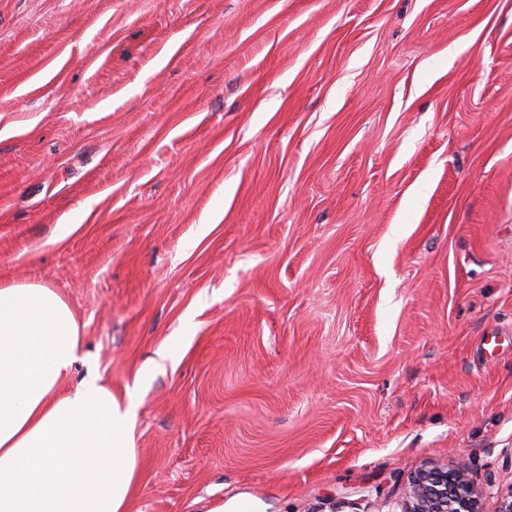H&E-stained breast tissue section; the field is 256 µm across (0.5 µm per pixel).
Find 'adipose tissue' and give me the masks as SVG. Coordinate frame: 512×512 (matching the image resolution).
I'll list each match as a JSON object with an SVG mask.
<instances>
[{
    "label": "adipose tissue",
    "mask_w": 512,
    "mask_h": 512,
    "mask_svg": "<svg viewBox=\"0 0 512 512\" xmlns=\"http://www.w3.org/2000/svg\"><path fill=\"white\" fill-rule=\"evenodd\" d=\"M63 297L0 284V512H128L137 470L134 400L87 375Z\"/></svg>",
    "instance_id": "ef3b65f1"
}]
</instances>
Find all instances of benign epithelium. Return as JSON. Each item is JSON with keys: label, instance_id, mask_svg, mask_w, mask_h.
Listing matches in <instances>:
<instances>
[{"label": "benign epithelium", "instance_id": "obj_1", "mask_svg": "<svg viewBox=\"0 0 512 512\" xmlns=\"http://www.w3.org/2000/svg\"><path fill=\"white\" fill-rule=\"evenodd\" d=\"M482 498L466 462L435 463L409 476L401 512H483Z\"/></svg>", "mask_w": 512, "mask_h": 512}]
</instances>
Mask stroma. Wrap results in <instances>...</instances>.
<instances>
[{"label":"stroma","mask_w":512,"mask_h":512,"mask_svg":"<svg viewBox=\"0 0 512 512\" xmlns=\"http://www.w3.org/2000/svg\"><path fill=\"white\" fill-rule=\"evenodd\" d=\"M1 283L137 402L129 512H394L460 458L495 512L512 0H0Z\"/></svg>","instance_id":"1"}]
</instances>
